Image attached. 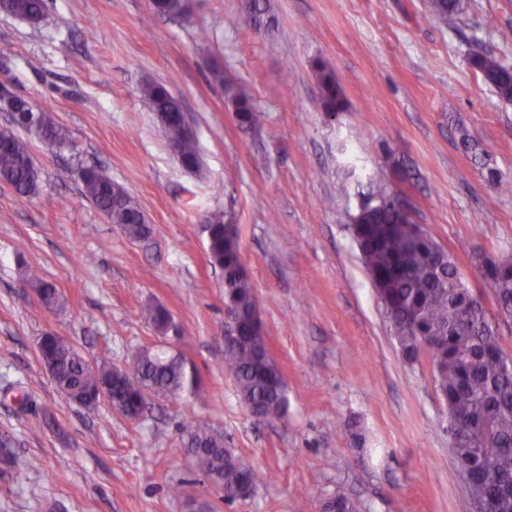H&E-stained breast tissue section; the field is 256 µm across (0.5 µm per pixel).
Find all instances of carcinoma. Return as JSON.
I'll return each mask as SVG.
<instances>
[{"label":"carcinoma","mask_w":512,"mask_h":512,"mask_svg":"<svg viewBox=\"0 0 512 512\" xmlns=\"http://www.w3.org/2000/svg\"><path fill=\"white\" fill-rule=\"evenodd\" d=\"M0 5L7 14L36 24L44 17L46 0H0ZM153 7L158 13L177 16L188 5L187 0H154ZM429 8L444 22L464 13L467 4L466 0H430ZM468 65L501 100H512V66L484 53L471 55ZM315 76L323 110H344L343 94L326 64H315ZM143 94L167 140L179 143L181 164L197 167V144L183 135L178 101L161 84L145 86ZM228 94L239 126L254 127L260 113L251 96L241 88ZM3 100L9 110L22 114L15 127L35 135L51 149L68 142L67 131L43 109L35 110L40 120L31 126L24 114L35 111L26 100L0 95ZM80 180L84 196L110 223L119 225L132 239L148 233L141 208L111 177L84 169ZM0 181L12 185L22 197L34 196L39 190L40 173L14 127L0 128ZM376 198V207L353 216L356 227L352 233L373 286L388 298L394 336L409 361L418 359L420 341L430 343L432 377L448 408L449 421L467 426L480 421L491 424L489 430H480L459 445L457 454L494 499V512H512V468L503 465L504 457H512V369L505 366L499 336L486 310L472 302L458 266L430 234L412 222L404 204L390 198L384 189ZM372 224H386L390 232L377 238L370 230ZM204 231L210 262L224 269V305L236 315L233 322L224 324V372L236 383L246 407L257 408L266 418L282 419L288 412L286 386L282 372L267 355L255 292L241 262L238 226L227 219H213L204 225ZM28 276L41 290L45 305L59 304L53 284L31 269ZM484 278L493 290L499 314L511 317L512 263H489ZM144 314L156 329L167 328L170 317L165 309L148 308ZM41 359L50 368L56 387L74 403L102 391L113 395L124 411L136 412L147 407L151 395L199 389L194 370L175 355L139 353L124 368L115 371L112 365L100 363L92 371L66 338L48 334L42 337ZM182 434L193 468L224 490V500L233 501L241 483L255 475L250 461L224 446V436L211 429L188 424ZM323 508L327 512H361L340 492L326 500Z\"/></svg>","instance_id":"carcinoma-1"}]
</instances>
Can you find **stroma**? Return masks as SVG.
<instances>
[{"mask_svg":"<svg viewBox=\"0 0 512 512\" xmlns=\"http://www.w3.org/2000/svg\"><path fill=\"white\" fill-rule=\"evenodd\" d=\"M184 18L152 0H47L32 24L0 13V79L46 109L68 144L27 142L37 195L0 182V512H189L183 484L214 512H320L345 491L362 512H456L464 492L448 409L427 360L408 361L351 233L384 184L456 262L512 357V317L497 311L478 268L512 262V105L469 67L482 49L512 65V0H467L443 23L428 0H189ZM210 39L200 56V31ZM335 73L346 106L323 112L316 62ZM163 84L196 140L197 168L171 154L142 94ZM262 113L242 129L225 86ZM100 166L143 210L133 240L82 193L80 168ZM229 213L263 331L288 392L279 421L255 416L225 376L224 274L208 259L202 220ZM52 282L64 309L44 306L25 277ZM159 305L182 329L173 352L208 397H154L140 422L107 402L87 410L56 388L37 349L47 332L115 366L159 342L141 317ZM223 433L250 459L256 490L225 503L195 472L183 424ZM29 465L16 483L17 465Z\"/></svg>","mask_w":512,"mask_h":512,"instance_id":"stroma-1","label":"stroma"}]
</instances>
